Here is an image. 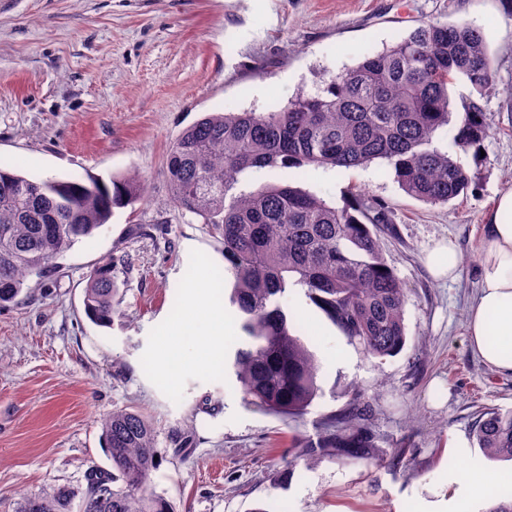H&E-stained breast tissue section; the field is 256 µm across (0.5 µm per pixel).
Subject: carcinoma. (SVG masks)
<instances>
[{"mask_svg": "<svg viewBox=\"0 0 512 512\" xmlns=\"http://www.w3.org/2000/svg\"><path fill=\"white\" fill-rule=\"evenodd\" d=\"M458 77L480 96L493 88L494 63L482 32L467 23L424 22L363 55L319 93L299 94L275 112L210 114L168 146V206L219 238L224 269L234 278L229 303L245 338L230 369L249 404L292 418L320 395L315 358L296 334L297 317L288 307L297 288L367 355L396 356L407 344V288L381 244L389 208L356 192L337 207L287 180L257 184L255 174L351 169L379 160L407 195L445 204L467 193L471 178L436 138L453 122L455 148L466 151L489 131L475 100L450 111L448 85ZM143 196L137 176L108 183L32 180L0 168V307L21 300L28 278L47 277L50 264L76 242ZM117 296L115 261L104 258L87 275V317L112 325ZM369 411V402L352 397L323 418L317 447L296 439L293 448L313 460H371L374 443L362 426ZM101 427L112 469L92 466L84 487L53 485L23 497L15 512H175L150 487L160 466L151 421L124 408ZM475 440L488 456L512 459V410L480 413Z\"/></svg>", "mask_w": 512, "mask_h": 512, "instance_id": "cac0c4a2", "label": "carcinoma"}]
</instances>
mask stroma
<instances>
[{"mask_svg": "<svg viewBox=\"0 0 512 512\" xmlns=\"http://www.w3.org/2000/svg\"><path fill=\"white\" fill-rule=\"evenodd\" d=\"M460 21L482 31L496 66L494 90L478 99L491 129L479 151L454 155L472 178L467 196L424 204L377 161L293 177L339 206L353 188L388 203L383 253L407 288V348L366 356L299 289L289 306L321 387L304 415L246 405L222 363L165 378L158 343L181 345L201 267L222 260L205 225L166 207L170 142L211 113L268 112L316 93L420 23ZM0 166L33 180L147 181L144 200L0 308V512L110 468L101 421L129 407L153 424L162 463L151 486L176 512H431L457 465L450 437L472 436L485 409H512V373L485 365L466 334L483 226L512 189V0H0ZM441 239L458 254L452 282L424 263ZM108 256L120 296L102 328L86 318L83 291ZM354 394L372 403L375 460L295 457L294 439L316 441L319 419Z\"/></svg>", "mask_w": 512, "mask_h": 512, "instance_id": "35a3bbf8", "label": "stroma"}]
</instances>
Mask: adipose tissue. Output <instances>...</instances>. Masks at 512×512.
<instances>
[{
    "mask_svg": "<svg viewBox=\"0 0 512 512\" xmlns=\"http://www.w3.org/2000/svg\"><path fill=\"white\" fill-rule=\"evenodd\" d=\"M479 286L470 308L467 336L471 349L489 367L512 373V189L501 194L489 213L480 248ZM190 339L208 351L196 359H164L161 369L169 376L191 369L205 371L218 357L212 341L224 329V310L218 304L192 302L189 307ZM452 456L466 467L464 475L449 472L446 512H470L469 501L486 490L488 474L474 456L464 436H453Z\"/></svg>",
    "mask_w": 512,
    "mask_h": 512,
    "instance_id": "1",
    "label": "adipose tissue"
}]
</instances>
